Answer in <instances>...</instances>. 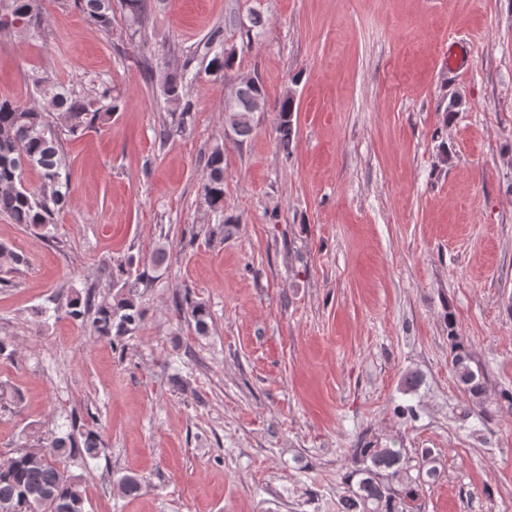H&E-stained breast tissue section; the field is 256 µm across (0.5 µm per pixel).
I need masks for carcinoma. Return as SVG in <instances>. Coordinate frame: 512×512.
I'll list each match as a JSON object with an SVG mask.
<instances>
[{"mask_svg": "<svg viewBox=\"0 0 512 512\" xmlns=\"http://www.w3.org/2000/svg\"><path fill=\"white\" fill-rule=\"evenodd\" d=\"M131 26L139 32L148 18L147 0H123ZM83 15L104 30L111 26L112 0H74ZM3 16L18 18L21 26L0 19V30L20 28L36 34L41 25L39 0H0ZM193 82L186 73H175L166 79L168 102L178 107L183 91ZM33 83L46 105L24 106L9 98H0V214L13 223L31 228L48 238L56 227L55 216L70 201L67 162L51 121L52 114H62L74 131L105 121L118 104L102 106L100 99L70 91L43 77ZM266 102L263 86L257 80L240 83L234 111L224 115L230 130L240 138L253 130V113L261 111L257 102ZM278 134L283 149H288L294 134V97H283L279 107ZM208 176L203 195L212 212H224V146L217 143L204 154ZM36 170L39 186L24 183L23 174ZM166 260V250L156 247L150 258L132 255L108 265L111 284L106 294L96 296L54 295L36 310V316L47 322L60 312L72 322L90 324L95 336L111 343L133 333L143 320L140 287L150 280ZM26 257L0 244V274L20 270ZM177 311L187 316L196 333H209L210 313L207 306L184 295L176 302ZM452 341V371L463 391L472 401L483 398L485 386L479 370L472 366V356L457 337ZM103 442L98 431L80 425L77 415H70L67 430H54L38 436L8 456L0 455V512H86L84 475L70 469L71 464L87 465L100 456ZM358 468L345 477L346 491L340 500V512H419L420 485L412 477L405 461V449L380 447L365 438L353 449ZM116 488L124 496L135 497L142 481L135 474L116 480Z\"/></svg>", "mask_w": 512, "mask_h": 512, "instance_id": "obj_1", "label": "carcinoma"}]
</instances>
